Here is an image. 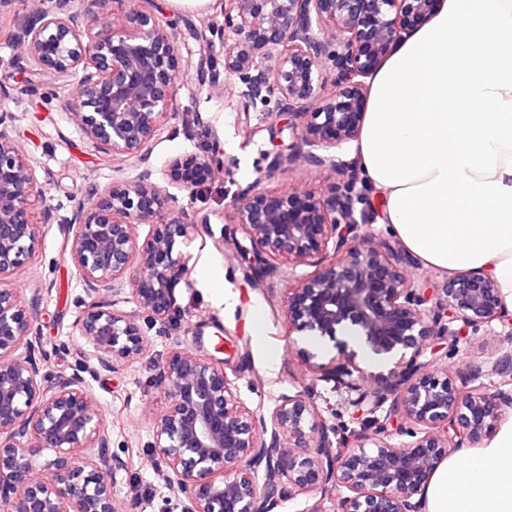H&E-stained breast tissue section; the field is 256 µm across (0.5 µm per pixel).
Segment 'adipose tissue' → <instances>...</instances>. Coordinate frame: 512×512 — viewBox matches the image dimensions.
<instances>
[{"label": "adipose tissue", "instance_id": "adipose-tissue-1", "mask_svg": "<svg viewBox=\"0 0 512 512\" xmlns=\"http://www.w3.org/2000/svg\"><path fill=\"white\" fill-rule=\"evenodd\" d=\"M351 157L425 266L491 275L512 306V0H445L369 80ZM428 512H512V422L432 476Z\"/></svg>", "mask_w": 512, "mask_h": 512}]
</instances>
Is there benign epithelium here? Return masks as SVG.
<instances>
[{
	"label": "benign epithelium",
	"instance_id": "1",
	"mask_svg": "<svg viewBox=\"0 0 512 512\" xmlns=\"http://www.w3.org/2000/svg\"><path fill=\"white\" fill-rule=\"evenodd\" d=\"M84 2L31 0L13 13L9 40L30 74L48 78V94L90 145L138 172L71 199L65 252L84 285L73 326L94 355L49 373L38 326L11 278L36 259L34 207L44 224L55 207L39 162L14 136L19 116L0 109V512H120L112 478L125 460L112 451L106 414L86 385L140 359L148 331L180 310L175 289L189 268L175 244L211 223L203 210L189 221L176 215L177 198L147 165L173 106L176 24L141 0H109L105 18ZM436 6L224 0L220 15L202 20L224 50V72L207 75L210 91L224 96L225 108L261 112L288 133L271 140L260 176L232 194L228 239L248 272L272 274L283 259L318 268L287 288L284 321L290 334L329 340L338 356L326 365L303 351L312 384L264 413L238 400L224 360L172 347L151 380L167 406L153 420L150 448L159 476L183 495L181 512H280L286 497L302 494L334 501L333 512H425L440 464L478 444L512 408L511 353L495 351L474 367L465 392L448 376L462 332L497 321V335L512 338L496 281L480 273L438 288L416 281L410 255L357 209L367 187L343 159L360 131L365 79ZM299 163L332 176L333 190L266 193L263 183ZM233 164L214 153L195 158L198 182ZM141 224L150 226L143 238ZM125 289L138 312L122 308ZM374 362L391 368L375 373ZM484 377L498 378L494 391ZM319 382L372 434L333 451Z\"/></svg>",
	"mask_w": 512,
	"mask_h": 512
}]
</instances>
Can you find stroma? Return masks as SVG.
<instances>
[{
	"instance_id": "35a3bbf8",
	"label": "stroma",
	"mask_w": 512,
	"mask_h": 512,
	"mask_svg": "<svg viewBox=\"0 0 512 512\" xmlns=\"http://www.w3.org/2000/svg\"><path fill=\"white\" fill-rule=\"evenodd\" d=\"M219 0L202 5L187 0H152V12L176 21L181 52L198 51L202 42L201 20L220 12ZM10 15H0V84L20 89L12 109L20 113L17 123L23 151L40 163L38 178L46 183L51 202L61 217L70 213L71 196L84 194L91 185L110 183L117 175L134 176V167H120L105 159L85 141L66 115L47 99L41 79L31 76L18 60L16 48L6 33ZM253 129L245 138V129ZM269 124L259 113L242 117L226 111L223 98L209 95L197 80L196 67L180 70L176 80L171 116L150 146L149 164L163 174L169 158L203 155L219 145L234 159L231 175L217 174L197 185L194 192L171 186L185 216L203 208L211 214L210 232L180 245L188 260V282L176 288L180 314L149 333L144 355L134 364L90 381L89 391L106 409L112 429V449L126 461L113 480L118 502L135 504L136 512H180L177 489L165 487L151 457L148 418L164 408L163 398L149 395L147 386L155 367L174 343L200 354L213 353L223 344L225 372L239 400L251 409H271L279 396L291 394L310 383L303 350L320 353L322 361L334 354L331 344L307 337L290 343L283 306L288 283L313 274L314 266L278 261V272L249 285L229 247L219 245L224 225L227 193L234 184L252 182L263 166L262 153L270 146ZM59 221L40 228L39 256L21 269L15 287L23 305H34L44 335L50 370H68L84 341L73 327L76 298L82 284L63 253L64 226ZM512 349V342L490 335L488 330L465 336L448 361L456 383H463L473 367L483 364L494 350Z\"/></svg>"
}]
</instances>
